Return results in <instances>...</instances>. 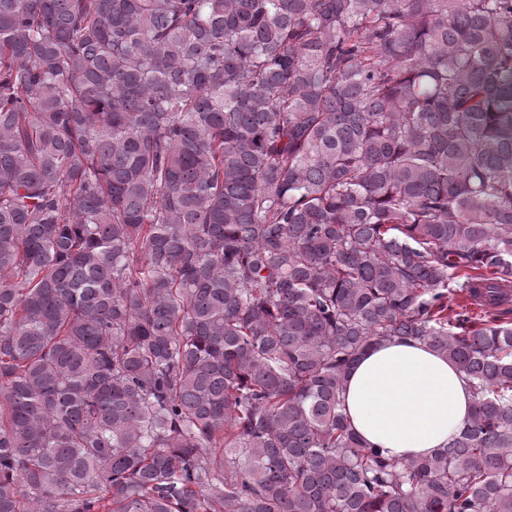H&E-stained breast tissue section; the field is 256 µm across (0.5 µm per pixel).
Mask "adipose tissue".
Returning a JSON list of instances; mask_svg holds the SVG:
<instances>
[{
	"label": "adipose tissue",
	"mask_w": 512,
	"mask_h": 512,
	"mask_svg": "<svg viewBox=\"0 0 512 512\" xmlns=\"http://www.w3.org/2000/svg\"><path fill=\"white\" fill-rule=\"evenodd\" d=\"M341 397L359 437L393 457L431 456L468 422L473 397L447 357L420 341H386L352 366Z\"/></svg>",
	"instance_id": "adipose-tissue-1"
}]
</instances>
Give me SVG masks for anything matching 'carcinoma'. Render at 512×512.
I'll return each instance as SVG.
<instances>
[{"label": "carcinoma", "instance_id": "obj_1", "mask_svg": "<svg viewBox=\"0 0 512 512\" xmlns=\"http://www.w3.org/2000/svg\"><path fill=\"white\" fill-rule=\"evenodd\" d=\"M512 0H0V512H512ZM475 397L362 443L363 352ZM341 397L359 437L387 456H432L471 418L473 397L448 358L420 341H386L352 366Z\"/></svg>", "mask_w": 512, "mask_h": 512}]
</instances>
